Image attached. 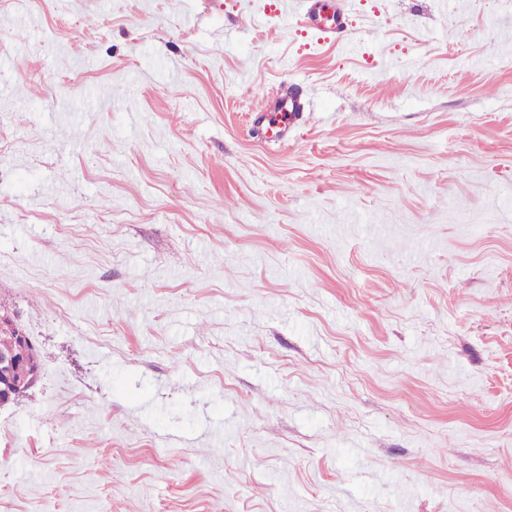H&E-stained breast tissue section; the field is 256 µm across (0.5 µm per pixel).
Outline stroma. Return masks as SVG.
Returning <instances> with one entry per match:
<instances>
[{"mask_svg":"<svg viewBox=\"0 0 512 512\" xmlns=\"http://www.w3.org/2000/svg\"><path fill=\"white\" fill-rule=\"evenodd\" d=\"M278 2L0 0V512H512V0ZM300 16L304 26L326 43L338 42L349 27L343 0H301ZM267 124L261 129L262 140L275 141L285 137L291 123L303 112V105L293 96H265L257 109ZM0 335H7L10 344L0 345V408L17 401L23 392L31 388L37 381L40 368L36 364L38 359L35 347H28L26 358L30 365L35 367L25 368L24 359L16 352V346H32L30 337L8 315L0 313Z\"/></svg>","mask_w":512,"mask_h":512,"instance_id":"obj_1","label":"stroma"}]
</instances>
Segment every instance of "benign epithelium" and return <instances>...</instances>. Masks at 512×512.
Here are the masks:
<instances>
[{
	"label": "benign epithelium",
	"instance_id": "benign-epithelium-1",
	"mask_svg": "<svg viewBox=\"0 0 512 512\" xmlns=\"http://www.w3.org/2000/svg\"><path fill=\"white\" fill-rule=\"evenodd\" d=\"M0 335L10 344L0 346V408L14 403V398L31 388L37 381L40 368L24 367V359L16 352L18 345H31L30 337L7 314L0 313Z\"/></svg>",
	"mask_w": 512,
	"mask_h": 512
}]
</instances>
